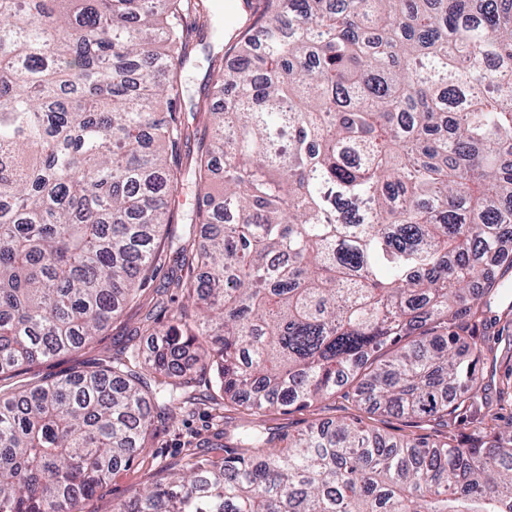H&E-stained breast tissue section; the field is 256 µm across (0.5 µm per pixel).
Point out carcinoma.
Here are the masks:
<instances>
[{
    "label": "carcinoma",
    "mask_w": 512,
    "mask_h": 512,
    "mask_svg": "<svg viewBox=\"0 0 512 512\" xmlns=\"http://www.w3.org/2000/svg\"><path fill=\"white\" fill-rule=\"evenodd\" d=\"M222 46L203 188L152 359L0 393V512H76L146 450L194 370L249 410L361 377L364 411L480 437L390 436L358 416L259 422L115 512H512V423L467 320L512 315V0H245ZM206 0H0V380L103 331L158 256L187 32ZM224 162L218 193L211 191ZM497 271L485 277V266ZM151 369L153 383L143 380Z\"/></svg>",
    "instance_id": "1"
}]
</instances>
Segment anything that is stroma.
Here are the masks:
<instances>
[{"label": "stroma", "mask_w": 512, "mask_h": 512, "mask_svg": "<svg viewBox=\"0 0 512 512\" xmlns=\"http://www.w3.org/2000/svg\"><path fill=\"white\" fill-rule=\"evenodd\" d=\"M212 40L213 31L207 26L191 34L190 57L180 74L182 98L178 107L184 112L191 130L201 134L208 131L209 116L196 111L195 106L205 99L212 82L213 68L207 49ZM188 231L185 224L162 228L159 240L164 249L152 278L101 336L69 354L31 365L14 377V384L29 380L51 381L69 373L96 369L134 341L138 342L144 356H151L157 347L155 337L136 336L135 329L149 314L160 326H168L172 310L184 303L183 293L169 287L168 281L179 263L177 241ZM355 392V385L350 384L315 408L253 412L225 400L209 374H197L189 390L192 403L174 415L166 410L154 411L146 452L130 467L107 477L91 497L80 503L79 512H114L116 504L127 501L140 488L151 485L164 474L186 467L195 458L222 459L224 451L219 444L224 440L225 430L258 420L270 431L285 436L307 430L327 418L355 417L358 414L353 400Z\"/></svg>", "instance_id": "1"}]
</instances>
